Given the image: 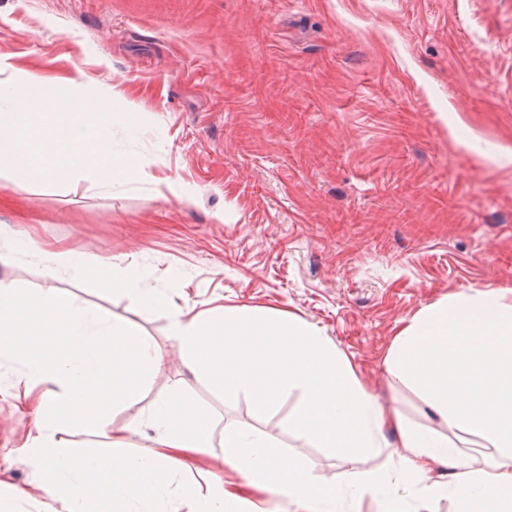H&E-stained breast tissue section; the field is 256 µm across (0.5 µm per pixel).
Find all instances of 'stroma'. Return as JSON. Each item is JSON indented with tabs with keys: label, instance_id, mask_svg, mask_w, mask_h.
Instances as JSON below:
<instances>
[{
	"label": "stroma",
	"instance_id": "1",
	"mask_svg": "<svg viewBox=\"0 0 512 512\" xmlns=\"http://www.w3.org/2000/svg\"><path fill=\"white\" fill-rule=\"evenodd\" d=\"M0 54L65 86L82 71L112 109L117 149L164 185L69 189L0 176V224L93 261L134 255L146 286L179 274L196 310L217 304L286 311L317 325L379 403L414 424L418 395L383 361L399 327L469 288L512 289V0H0ZM223 212L216 222L215 212ZM45 259L0 265L21 287H52L136 323L165 352L135 412L179 386L214 420L212 448L187 473L198 493L223 453L224 428L253 427L334 483L404 455L386 434L375 455L339 457L295 434L298 392L255 418L224 402L172 349L166 313L44 274ZM29 410L0 398V461L31 490L22 443Z\"/></svg>",
	"mask_w": 512,
	"mask_h": 512
}]
</instances>
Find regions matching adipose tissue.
Returning a JSON list of instances; mask_svg holds the SVG:
<instances>
[{
	"label": "adipose tissue",
	"instance_id": "1",
	"mask_svg": "<svg viewBox=\"0 0 512 512\" xmlns=\"http://www.w3.org/2000/svg\"><path fill=\"white\" fill-rule=\"evenodd\" d=\"M79 279L131 298L143 313L167 312L185 368L209 380L225 401H251L256 415L281 397L301 399L288 424L336 454L370 455L392 431L408 453L383 472L317 481L307 464L244 426L224 429L227 470L205 494L182 485L187 457L208 454L213 424L192 396L174 389L148 414L113 427L134 407L164 361L133 325L79 305L52 288L29 291L0 278V360L23 367L35 421L23 442L33 491L0 480V512L21 501L41 512H257L255 496L287 498L293 512H415L420 500L449 499L453 512H512V289H469L421 309L400 327L384 359L394 381L416 392L438 427H415L369 392L350 361L305 319L258 306L216 305L192 313L169 307L165 289L146 287L136 262L111 256L89 263L66 246L48 248ZM150 429V448L134 454L132 435ZM476 435L483 450L464 452L448 429ZM87 442L73 441L75 430ZM447 470V478L437 470Z\"/></svg>",
	"mask_w": 512,
	"mask_h": 512
}]
</instances>
